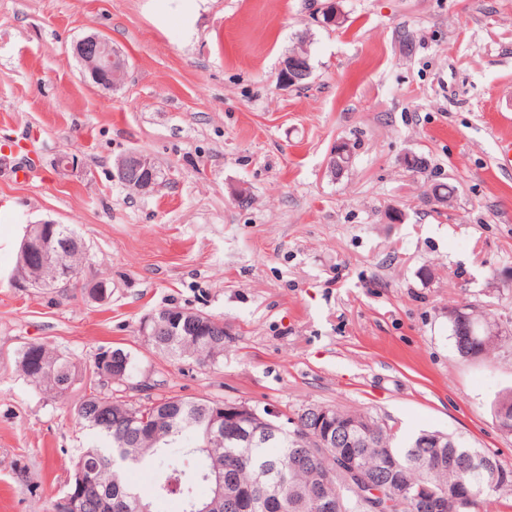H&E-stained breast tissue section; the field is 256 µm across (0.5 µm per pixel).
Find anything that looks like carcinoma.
Returning <instances> with one entry per match:
<instances>
[{"instance_id":"1","label":"carcinoma","mask_w":512,"mask_h":512,"mask_svg":"<svg viewBox=\"0 0 512 512\" xmlns=\"http://www.w3.org/2000/svg\"><path fill=\"white\" fill-rule=\"evenodd\" d=\"M44 232L52 240L70 241L66 264L81 272L89 263L88 247L69 224H47ZM33 288L56 287V266L37 264L28 270ZM169 319L157 336L147 337L153 348L174 358H192L200 363L214 364L224 356V322L211 318L206 330L195 333L184 323L182 308L166 309ZM453 344L458 338L470 336L464 348H456L463 359H476L494 347L500 334L490 332L468 333V326L448 320ZM113 359L102 361L96 357L84 370L83 393L75 406V420L81 428H88L107 441V446H89L73 462L72 472L82 469L92 475L86 490L89 505L86 512H99V499L113 491L118 484L126 499V512H156V502L177 496L182 512H238L233 499L235 488L224 485V494L215 491V474L231 473L237 485L255 489V506L251 512H266L264 502L277 495L282 501V512H318L314 505L317 484L330 476V495L343 502L345 512H367L358 500L349 475L337 470V455L341 452L353 458L364 476L373 481V487L393 502L395 512H420L409 501L411 488L424 480L430 490L438 493L448 490L444 512H476L480 507L497 504L512 498V470L499 461L474 448L462 447L449 437L441 449V459L434 467L426 465L430 456L431 439L437 431H422L400 443L397 432L383 419L369 413L328 407L339 420L359 418L368 423L366 431L348 437L346 448H318L306 439V430L315 426V419L301 408L284 420L283 430L265 433L260 430L253 438L228 434L208 435L210 410L217 401L210 398L185 399L177 396H147L145 402H132L106 387L101 377L117 379L122 386L133 379L138 363L131 352L110 348ZM79 358L44 343H30L17 354L16 367L29 382L56 396L65 397L78 380ZM153 410L157 421L149 431L132 423L131 415L142 416ZM188 443H183V440ZM183 443L188 464L169 458V448ZM127 464L161 468L157 482L149 488H138L124 480ZM205 484L209 494L199 497L195 487ZM474 492L466 503L456 497L460 487Z\"/></svg>"}]
</instances>
